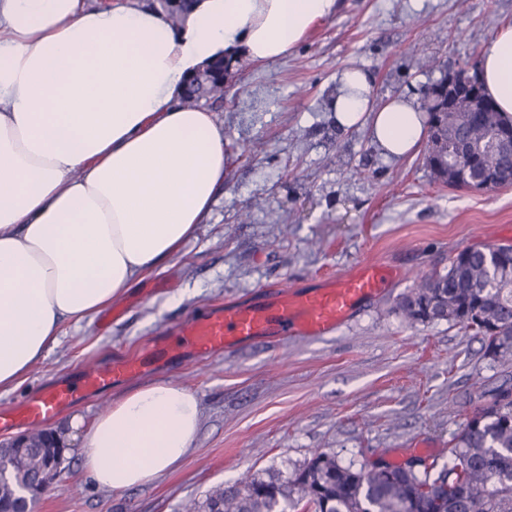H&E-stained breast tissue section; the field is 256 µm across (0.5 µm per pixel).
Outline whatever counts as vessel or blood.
<instances>
[{"mask_svg": "<svg viewBox=\"0 0 512 512\" xmlns=\"http://www.w3.org/2000/svg\"><path fill=\"white\" fill-rule=\"evenodd\" d=\"M391 277L387 269L367 263L311 287L267 288L247 300L188 316L164 329L155 337L151 355L159 360L184 354L208 358L261 340L326 336L342 328L360 302L378 297ZM148 356L94 363L84 368L77 381L48 385L22 406L0 411V432L48 423L85 395L145 372Z\"/></svg>", "mask_w": 512, "mask_h": 512, "instance_id": "obj_1", "label": "vessel or blood"}]
</instances>
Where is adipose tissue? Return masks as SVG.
<instances>
[{"label":"adipose tissue","instance_id":"obj_1","mask_svg":"<svg viewBox=\"0 0 512 512\" xmlns=\"http://www.w3.org/2000/svg\"><path fill=\"white\" fill-rule=\"evenodd\" d=\"M337 0H195L185 22L155 8L84 0H0V390L22 384L65 321L98 313L180 256L224 193V126L180 96L207 63L286 57ZM479 79L512 119V26L485 48ZM332 103L393 157L427 131L396 97L374 105L351 68ZM200 405L183 386H130L84 431L101 488L151 483L185 457Z\"/></svg>","mask_w":512,"mask_h":512}]
</instances>
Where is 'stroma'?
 Wrapping results in <instances>:
<instances>
[{"mask_svg": "<svg viewBox=\"0 0 512 512\" xmlns=\"http://www.w3.org/2000/svg\"><path fill=\"white\" fill-rule=\"evenodd\" d=\"M512 25V0H339L287 57L237 58L214 106L224 124V194L165 268L99 316L62 326L59 341L0 410L95 362L145 350L192 314L298 287L365 263L394 268L384 294L322 338L261 342L206 360L174 359L144 373L189 389L201 406L183 462L151 484L107 490L71 442L60 479L37 512H202L217 486L298 467L314 449L342 464L417 449L444 463L448 446L493 390L512 383V354H487L475 330L412 325L393 310L418 275L446 270L467 247L512 245V186L486 192L436 181L423 151L386 156L369 127L348 131L330 108L345 69L375 76V103L401 96L424 107L445 76L477 72L486 45Z\"/></svg>", "mask_w": 512, "mask_h": 512, "instance_id": "stroma-1", "label": "stroma"}]
</instances>
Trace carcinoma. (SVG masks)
Returning <instances> with one entry per match:
<instances>
[{"mask_svg":"<svg viewBox=\"0 0 512 512\" xmlns=\"http://www.w3.org/2000/svg\"><path fill=\"white\" fill-rule=\"evenodd\" d=\"M190 0H155L153 7L166 16L182 15ZM185 100L211 107L217 100L211 83L193 77ZM477 112H466L456 98L439 116V127L429 134L426 167L441 183L465 187L475 179L497 178L512 185V157L487 153L479 161L458 155L456 140L465 134L490 141L512 128L490 95L478 93ZM512 256L500 245L465 248L445 271L418 279L399 296L396 309L411 323L452 321L484 337L493 356L512 354V288L496 276L497 262ZM8 479L0 480V505L7 508L14 494L29 486L44 468L46 457L11 449L0 452ZM512 512V395L496 390L493 401L477 409L448 449V462L406 460L399 466L358 468L342 465L333 454L315 449L302 465L277 470L268 479L226 485L207 497V512Z\"/></svg>","mask_w":512,"mask_h":512,"instance_id":"1","label":"carcinoma"}]
</instances>
